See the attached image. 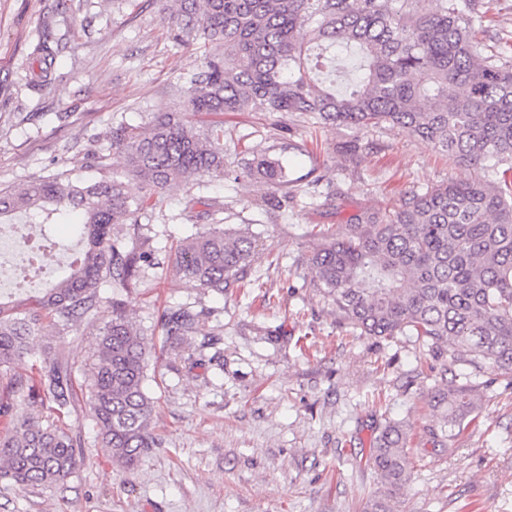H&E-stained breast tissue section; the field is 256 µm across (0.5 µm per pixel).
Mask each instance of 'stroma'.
<instances>
[{"mask_svg": "<svg viewBox=\"0 0 512 512\" xmlns=\"http://www.w3.org/2000/svg\"><path fill=\"white\" fill-rule=\"evenodd\" d=\"M54 7L0 0V188L58 173L85 179L93 153L108 152L113 126L179 109L181 73L204 63L201 49L176 46L169 34L174 0H74L63 14ZM474 30L511 53L512 0H490ZM46 36L59 52L45 70L31 52ZM224 132V178H201L193 191L223 201L226 226L258 235L264 257L253 285L219 295L174 276L168 256L196 227L182 217V191L164 194L140 224L155 264L129 299L150 353L157 447L118 470L97 444L80 391L66 419L82 440L76 473L39 495L0 490V512H362L379 485L370 450L389 421L411 430L415 462L394 512H512V381L492 371L468 378L476 417L448 454L430 435L443 423L430 398L464 366L413 336L339 328L309 285L307 258L322 235L408 191L469 179L473 169L387 127L228 112ZM354 139L361 149L345 158L339 147ZM256 145L285 148L298 178L293 204L276 217L256 206L263 188L236 177L241 152ZM312 168L323 177L315 189L302 180ZM327 192L338 207L319 206L317 194ZM100 294L98 313L57 340L77 385L111 313L110 288ZM177 306L198 312L202 333H219V343L204 349L200 336L168 337L163 316Z\"/></svg>", "mask_w": 512, "mask_h": 512, "instance_id": "obj_1", "label": "stroma"}]
</instances>
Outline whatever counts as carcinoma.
<instances>
[{
	"label": "carcinoma",
	"mask_w": 512,
	"mask_h": 512,
	"mask_svg": "<svg viewBox=\"0 0 512 512\" xmlns=\"http://www.w3.org/2000/svg\"><path fill=\"white\" fill-rule=\"evenodd\" d=\"M167 19L174 42L204 40L202 68L181 76L183 108L149 112L139 126L112 127V155L99 153L97 176L73 184L62 177L20 190L0 189V221L17 213L40 234L77 220L84 249L66 274L32 302L0 301V372L32 354L31 341L49 321L62 336L97 311L104 285L129 296L150 262L149 238L122 232L136 226L174 187L184 211L202 177L224 176V122L196 120L226 112H292L312 124L403 129L454 162L487 175L451 179L411 191L382 210L365 209L313 249L311 288L336 323L384 339L414 336L475 372L512 376V56L487 52L472 39L487 0H177ZM357 54V77L340 92L324 85L336 52ZM244 177L266 188L258 208L276 213L294 200L283 158L273 148L244 151ZM142 184L132 197L125 180ZM224 202L196 213L204 220L174 251L176 276L222 294L241 287L260 260L257 237L224 227ZM199 314L166 311L169 336L197 329ZM37 375L10 384L27 390L34 411L0 431V480L32 493L64 484L79 465L81 439L64 422L76 393L71 367L46 342ZM148 357L126 301L115 299L92 346L84 374L98 443L120 469L134 467L157 445L154 401L145 390ZM452 430L475 413L463 385L435 389ZM50 414H44V406ZM409 435L387 423L369 462L380 478L363 512H393L413 471Z\"/></svg>",
	"instance_id": "carcinoma-1"
}]
</instances>
